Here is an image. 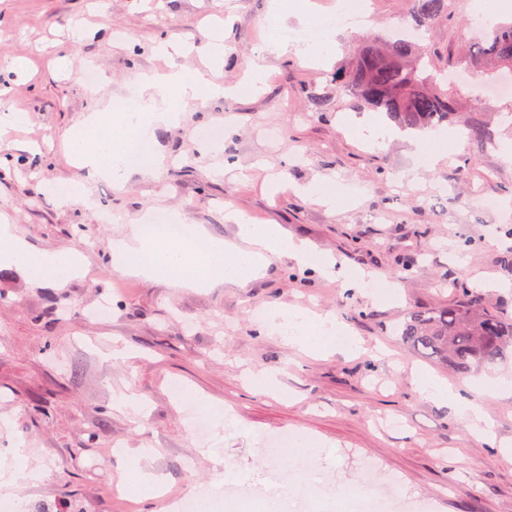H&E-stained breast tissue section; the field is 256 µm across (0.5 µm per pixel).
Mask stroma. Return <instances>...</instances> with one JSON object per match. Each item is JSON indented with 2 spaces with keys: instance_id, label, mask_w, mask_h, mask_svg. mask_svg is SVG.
Listing matches in <instances>:
<instances>
[{
  "instance_id": "stroma-1",
  "label": "stroma",
  "mask_w": 512,
  "mask_h": 512,
  "mask_svg": "<svg viewBox=\"0 0 512 512\" xmlns=\"http://www.w3.org/2000/svg\"><path fill=\"white\" fill-rule=\"evenodd\" d=\"M478 0H456L452 18L422 33L433 67L469 47ZM223 18L224 63L210 67L202 32ZM312 22L301 0H0V106L27 112L10 131L9 161L0 166V220L36 251L76 252L89 263L65 284L31 281L20 268L0 267V463L23 444L26 464L39 473L19 496L27 512H168L169 502L208 495L207 512H263L279 496L282 512H319L324 492L356 484L362 468L401 504L399 512H512V394L490 395L477 381L512 379V347L496 363L462 376L422 357L399 329L411 313L453 306L473 295L512 319V124L501 113L511 100L481 91L490 77L474 70L461 83L459 111L478 115L489 136L471 148L448 124L434 144L449 161L420 166L425 135L394 130L381 147L366 146L345 122L353 116L390 127L385 113L337 96L332 77L345 66L361 29L340 30L323 61L280 53L269 26L301 32ZM162 40L188 46L174 62L187 76L207 73L218 84L244 81L252 62L264 83L234 97L182 107L177 124L152 125L161 165L132 173L124 186L76 166L65 142L85 117L110 112L140 90L142 75L169 62ZM29 60L13 71L8 57ZM101 74L86 86L87 69ZM220 127L219 151L202 149L200 133ZM280 133L270 139V130ZM332 178L335 205L307 195ZM80 182L88 204L59 206L51 186ZM496 199L485 208L481 197ZM253 224H277L304 240L309 265L281 257L240 286L192 288L123 274L112 253L132 225L153 213L179 214L207 235L240 244L231 212ZM110 223H103V215ZM333 259L346 273L398 282L395 301L378 284L345 288L319 275ZM498 290L480 289L479 281ZM110 315L92 318L98 305ZM304 307L337 323L361 343L308 355L286 337L260 332L253 308ZM130 359H111L113 349ZM428 372L456 382L464 399L494 420V443L473 435L455 407L425 398L413 379ZM185 384L223 402L225 425L217 455L198 438L171 384ZM134 393L145 415L114 410ZM300 435L315 459L313 472L268 460L262 450L282 432ZM152 449L149 458L138 457ZM234 469L240 480L226 479ZM162 477L165 496L145 498L138 471ZM123 474L124 495L110 476ZM222 482L211 494L214 482Z\"/></svg>"
}]
</instances>
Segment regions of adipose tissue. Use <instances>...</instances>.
Returning a JSON list of instances; mask_svg holds the SVG:
<instances>
[{"mask_svg":"<svg viewBox=\"0 0 512 512\" xmlns=\"http://www.w3.org/2000/svg\"><path fill=\"white\" fill-rule=\"evenodd\" d=\"M147 91L137 112H96L91 114L72 134L71 147L80 164L92 171L125 180L136 171L151 170L154 155H142L140 148L149 143L151 122L170 123L177 115L161 109V100L173 97L188 103L202 96H229L233 90L210 83L203 76L186 78L178 66L165 73L143 75ZM239 234L251 242L244 250L226 241L205 238L202 231L179 224L157 231L147 223L132 225L127 239L118 241L115 251L120 257L122 272L147 279L166 280L182 286H196L200 281L246 284L264 269L270 257L288 256L297 263H307L309 247L288 236L279 225L247 223L237 216ZM15 265L36 282H64L84 274L83 257L66 251H34L19 238L13 228L0 224V266ZM265 330L287 336L289 343L308 345L310 336L334 339L341 328L328 316L312 317L309 311L294 308L288 311L268 310ZM417 390L425 397L456 406L472 431L484 439L492 437V422L483 408L473 402L461 401L456 387L429 374L416 379Z\"/></svg>","mask_w":512,"mask_h":512,"instance_id":"ef3b65f1","label":"adipose tissue"}]
</instances>
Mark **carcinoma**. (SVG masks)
Listing matches in <instances>:
<instances>
[{
	"label": "carcinoma",
	"instance_id": "obj_1",
	"mask_svg": "<svg viewBox=\"0 0 512 512\" xmlns=\"http://www.w3.org/2000/svg\"><path fill=\"white\" fill-rule=\"evenodd\" d=\"M451 0H411L415 29L450 15ZM477 54L467 63L512 68V22H498L479 33ZM425 50L408 39L383 41L372 32L344 70L336 73V95H351L374 112L386 113L403 129L436 128L455 118L473 142L487 137L475 117L457 111L456 84L439 89L438 76L425 65ZM400 336L416 352L467 375L495 363L512 345V320H505L470 301L448 308L415 313L400 327Z\"/></svg>",
	"mask_w": 512,
	"mask_h": 512
}]
</instances>
